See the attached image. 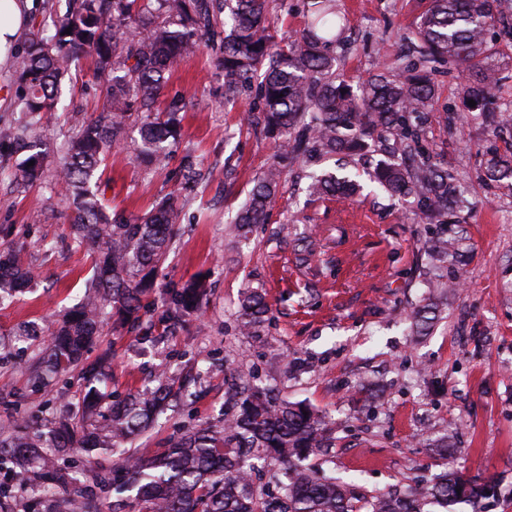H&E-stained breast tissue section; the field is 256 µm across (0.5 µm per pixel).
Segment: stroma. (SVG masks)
Here are the masks:
<instances>
[{"instance_id":"1","label":"stroma","mask_w":512,"mask_h":512,"mask_svg":"<svg viewBox=\"0 0 512 512\" xmlns=\"http://www.w3.org/2000/svg\"><path fill=\"white\" fill-rule=\"evenodd\" d=\"M356 47L342 53L336 73L354 84L395 65L421 0H336ZM218 51L183 61L166 97L183 96L181 135L165 169L140 162L134 143L114 149L102 175L110 213L132 218L178 187L184 155L204 173L179 213V233L159 272L142 328L105 322L92 355L110 352L108 391L152 387L161 373L183 382L173 412L135 442L165 448L188 425L222 420L238 400L231 370L255 376L272 396L303 401L334 422L335 440L323 449L326 472L354 478L357 491L386 489L406 478L425 481L450 467L494 480L497 497L485 512H512V189L486 172L490 143L481 124L462 123L461 80L441 63L433 75L435 106L445 122L425 125L422 146L452 172L470 207L449 225L462 258L441 273L448 300L430 331L412 335L409 307L428 294L421 244L432 230L410 208L365 183L353 201L309 196L303 159L278 160L265 137L254 96L225 100ZM106 83L79 59L62 87L61 104L90 117ZM68 124L46 115L38 133L50 155L40 180L17 181L13 154L0 171V249L18 250L35 269L30 288L0 306V430L26 416L37 421L75 413L80 369L36 389L29 366L42 341H17L31 323L52 326L82 297L92 275L89 252L68 237V210L57 171ZM282 169L268 223L238 237L227 219L259 174ZM200 278L208 295L200 312L173 329L161 320L170 288ZM266 291L260 333L237 328L243 288ZM152 330L155 342L143 338ZM449 435L453 453L435 455L430 439Z\"/></svg>"}]
</instances>
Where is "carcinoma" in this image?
I'll return each mask as SVG.
<instances>
[{
    "label": "carcinoma",
    "mask_w": 512,
    "mask_h": 512,
    "mask_svg": "<svg viewBox=\"0 0 512 512\" xmlns=\"http://www.w3.org/2000/svg\"><path fill=\"white\" fill-rule=\"evenodd\" d=\"M271 2L68 0L52 28L32 22L25 49L15 57L24 85L15 106L21 118L0 135V150L30 151L16 179L30 183L42 173L45 153L36 127L43 115L57 111L58 88L72 64L90 58L108 86L101 111L71 129L59 167L71 234L77 246L94 255L93 276L83 296L50 330L33 375L39 382L49 373L81 367V418L18 425L0 434V504L10 498L12 481L33 477L48 483L43 512H105L103 499L85 493V473L42 454L48 446L62 456L76 450L109 453L112 472L123 478L115 491L135 492L133 512H482L491 485L452 469L428 487L410 480L400 489L354 493L352 484L310 461L332 439L325 418L303 403L274 401L248 380L238 410L224 423L188 427L169 447L153 453L134 448L132 441L172 401V376L160 375L152 389L113 397L100 388L110 353L90 362L85 358L105 320L133 328L147 314L143 298L154 290L177 235L180 210L179 196L172 195L133 220L112 217L101 192L100 164L110 149L124 145L130 120L139 114L140 151L156 168L168 165L186 104L174 96L162 110L160 99L180 62L202 49H222L224 98L256 92L264 129L287 152L310 160L349 158L370 141L391 136L403 157L380 162L370 180L410 206L423 224L460 223L454 178L421 145L417 119L430 118L435 97L427 64L454 63L465 74L464 102L475 101L463 120L480 119L488 135L499 138L507 131L512 140V114L500 101L502 76L488 63L497 41L512 44V0H429L406 46V55L417 61L398 74L385 66L356 88L336 81L340 42L333 31L340 16L335 0H311L302 31L284 48L270 34ZM487 173L492 181L512 184V144L491 155ZM181 176L185 190L197 181L190 155L182 159ZM309 178L310 195L320 199H350L361 189L351 172ZM279 183L275 166L256 179L231 219L236 231L267 223ZM422 251L430 268L457 253L442 234L425 241ZM34 277L12 250L0 249V303L13 299ZM205 297L201 281L183 284L171 292L164 320L175 324L200 311ZM437 308L431 301L410 311L416 332L427 329ZM267 311L265 294L246 289L239 328L258 333ZM272 466L285 480H277L273 490L255 487L252 474Z\"/></svg>",
    "instance_id": "cac0c4a2"
}]
</instances>
